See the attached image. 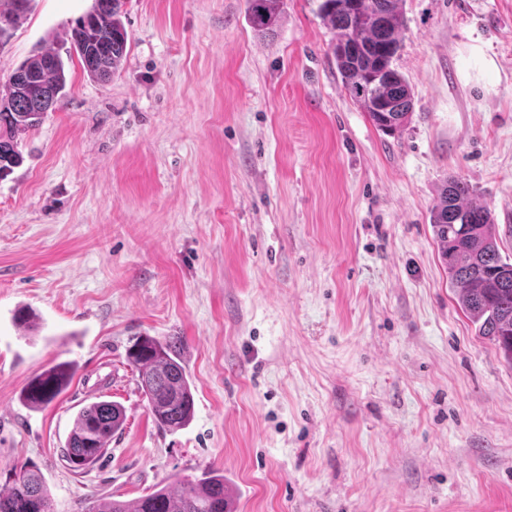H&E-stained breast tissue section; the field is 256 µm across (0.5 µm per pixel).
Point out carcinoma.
I'll return each instance as SVG.
<instances>
[{
    "label": "carcinoma",
    "instance_id": "cac0c4a2",
    "mask_svg": "<svg viewBox=\"0 0 512 512\" xmlns=\"http://www.w3.org/2000/svg\"><path fill=\"white\" fill-rule=\"evenodd\" d=\"M405 0H321L319 14L331 30V54L350 98L385 135L404 127L412 109V90L392 66L406 26ZM124 0H96L80 17L70 41L83 70L107 80L126 54L128 33L122 21ZM248 20L260 35L275 31L283 19V0H248ZM27 79L9 78L0 95V176L22 161L19 134L35 128L41 119L36 95L47 93L59 103L65 97V64L51 43L22 63ZM430 223L448 279L458 291L463 312L512 362V263L501 254L500 237L491 211L477 203L469 184L448 179L438 190ZM127 361L138 372L155 424L163 430L186 426L194 415L192 384L176 342L139 337L127 351ZM75 369L59 363L34 377L21 393L29 408L52 403L70 385ZM124 407L97 401L82 407L67 437V465L84 470L99 462L112 436L122 430ZM0 489V512H51L50 492L40 471L29 463L14 466ZM85 512H232L224 495V475L209 471L178 487L157 489L134 501L112 500Z\"/></svg>",
    "mask_w": 512,
    "mask_h": 512
}]
</instances>
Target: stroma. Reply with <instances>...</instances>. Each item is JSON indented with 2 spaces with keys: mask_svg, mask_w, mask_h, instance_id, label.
I'll use <instances>...</instances> for the list:
<instances>
[{
  "mask_svg": "<svg viewBox=\"0 0 512 512\" xmlns=\"http://www.w3.org/2000/svg\"><path fill=\"white\" fill-rule=\"evenodd\" d=\"M95 0H30L0 92ZM320 0L273 35L247 0H126L109 81L67 95L0 177V488L34 463L52 512L223 473L234 512H512V364L462 311L430 209L467 181L512 258V0H405L414 93L378 131L348 95ZM38 317L18 327V309ZM180 341L195 414L159 429L127 350ZM75 367L41 409L21 393ZM126 424L93 467L78 411ZM75 369L72 364L59 363L34 377L21 393L29 408H43L52 403L70 385ZM124 407L113 401H97L82 407L67 437L64 457L75 471L92 467L105 455L112 436L122 431Z\"/></svg>",
  "mask_w": 512,
  "mask_h": 512,
  "instance_id": "1",
  "label": "stroma"
}]
</instances>
